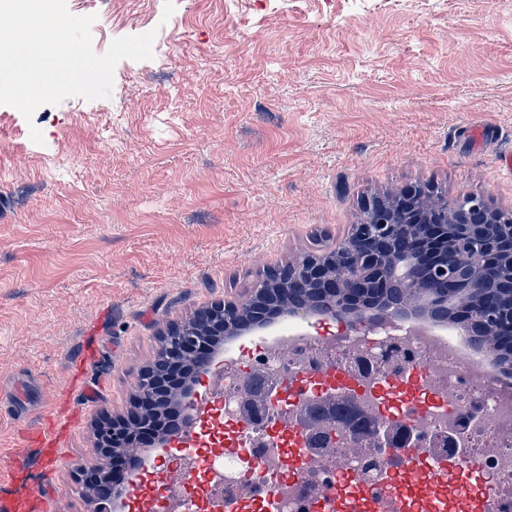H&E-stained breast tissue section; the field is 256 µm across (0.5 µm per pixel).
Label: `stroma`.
I'll return each instance as SVG.
<instances>
[{
  "label": "stroma",
  "instance_id": "stroma-1",
  "mask_svg": "<svg viewBox=\"0 0 512 512\" xmlns=\"http://www.w3.org/2000/svg\"><path fill=\"white\" fill-rule=\"evenodd\" d=\"M93 48L157 28L109 97L0 105V470L31 512H94V423L164 333L330 252L411 186L512 212V0H68ZM44 145L34 144L30 127ZM69 417L44 466L7 452Z\"/></svg>",
  "mask_w": 512,
  "mask_h": 512
}]
</instances>
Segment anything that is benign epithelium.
<instances>
[{
	"instance_id": "7a95c632",
	"label": "benign epithelium",
	"mask_w": 512,
	"mask_h": 512,
	"mask_svg": "<svg viewBox=\"0 0 512 512\" xmlns=\"http://www.w3.org/2000/svg\"><path fill=\"white\" fill-rule=\"evenodd\" d=\"M403 261L416 270L431 269V277L408 289L404 310L395 314L372 296ZM275 279L289 286L288 302L278 310L260 307L253 295L216 302L179 327L175 337H163L161 347L179 364L206 348L210 336H235L247 329L270 333L281 328L282 319L299 316L333 318L351 330L370 328L391 315L429 329L441 326L419 309L424 299L448 308V325L456 328L454 311L460 308L468 309L472 325L485 316L494 318V324L471 334L470 344L478 351L487 344L495 353L512 340V213L490 207L477 195L444 200L421 188L373 198L335 254L304 256ZM165 379L139 378L134 425L145 424L168 403ZM127 429L121 418L99 419L96 436L104 460L133 452L124 443ZM105 472L103 465L82 468L79 480L90 489Z\"/></svg>"
}]
</instances>
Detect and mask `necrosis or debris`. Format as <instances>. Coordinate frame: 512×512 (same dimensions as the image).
Instances as JSON below:
<instances>
[{"instance_id": "obj_1", "label": "necrosis or debris", "mask_w": 512, "mask_h": 512, "mask_svg": "<svg viewBox=\"0 0 512 512\" xmlns=\"http://www.w3.org/2000/svg\"><path fill=\"white\" fill-rule=\"evenodd\" d=\"M337 370L347 375L344 394L358 411L402 423L422 443L437 436L452 438L494 489L487 512H512V384L490 379L454 336L404 327L341 329L327 341L291 332L284 351L265 348L247 363L225 369L223 379L211 384L212 420L200 430L212 453L204 459L195 451L177 458L178 466L198 469L196 486L181 501L156 488L162 512H222V503L242 494L259 507L272 493L280 512H313L311 485L321 482L330 491L345 475L384 494L390 477L406 463V453L376 448L347 429L330 444H312V451L324 458L322 469L305 472L294 483L288 480L283 461L289 442L275 440L272 433L282 424L298 422L306 404H320L333 391L331 376ZM411 372L422 378L417 397L395 404L381 395L385 382ZM248 377L260 379L262 390L275 392L279 404L273 413H258L245 425L236 397ZM228 435L245 447L243 456L221 454Z\"/></svg>"}]
</instances>
